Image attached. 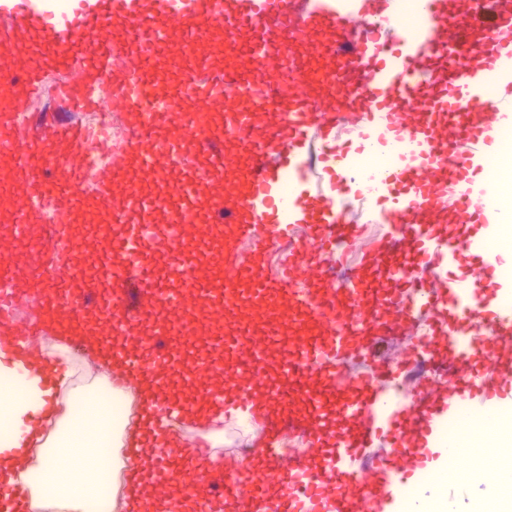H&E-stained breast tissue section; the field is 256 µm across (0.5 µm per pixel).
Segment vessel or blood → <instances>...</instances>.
<instances>
[{"label":"vessel or blood","instance_id":"1","mask_svg":"<svg viewBox=\"0 0 512 512\" xmlns=\"http://www.w3.org/2000/svg\"><path fill=\"white\" fill-rule=\"evenodd\" d=\"M502 3L419 0L393 37L380 19L401 0H366L373 25L356 0H0V350L30 351L47 327L73 346L97 335L116 384L162 387L139 411L135 463L164 512H419L440 469L480 468L499 491L495 434L451 450L446 430L466 431L464 410L512 425V252L490 247L512 215L480 177L512 134ZM222 57L217 96L192 73ZM49 71L69 75L61 111L128 118L96 190L81 125L19 119ZM339 98L366 109L353 147L345 113L322 109ZM315 138L325 187L305 162ZM355 208L389 227L368 259L394 292L363 266L297 278L342 264ZM147 210L162 219L150 236ZM421 311L424 335L378 358ZM424 359L447 376L397 396ZM199 413L260 423L249 473L185 447L175 425ZM42 425L29 414L14 448ZM293 432L304 450L286 459ZM0 497L30 512L25 485Z\"/></svg>","mask_w":512,"mask_h":512}]
</instances>
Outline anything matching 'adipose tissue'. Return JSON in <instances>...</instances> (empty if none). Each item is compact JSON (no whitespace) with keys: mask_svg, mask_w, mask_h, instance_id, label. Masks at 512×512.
<instances>
[{"mask_svg":"<svg viewBox=\"0 0 512 512\" xmlns=\"http://www.w3.org/2000/svg\"><path fill=\"white\" fill-rule=\"evenodd\" d=\"M72 376L67 369L54 381L64 400L49 398L32 372L21 397L0 405V483H25L32 512H115L122 450L137 436L130 406L146 394L113 387L104 376L79 385ZM33 411L42 413L46 429L30 437V452H15L5 428Z\"/></svg>","mask_w":512,"mask_h":512,"instance_id":"obj_1","label":"adipose tissue"}]
</instances>
